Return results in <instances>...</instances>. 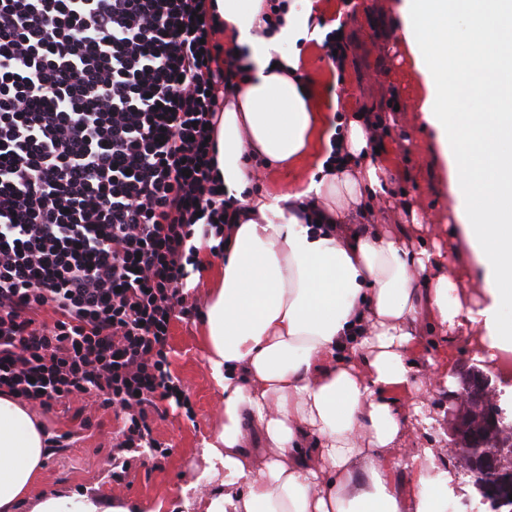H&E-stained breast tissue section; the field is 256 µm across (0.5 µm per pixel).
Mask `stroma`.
<instances>
[{"label": "stroma", "mask_w": 512, "mask_h": 512, "mask_svg": "<svg viewBox=\"0 0 512 512\" xmlns=\"http://www.w3.org/2000/svg\"><path fill=\"white\" fill-rule=\"evenodd\" d=\"M359 7L362 14L358 23L348 25L346 31L349 43L366 60L360 71L348 65L335 67L320 45L313 43L305 50V71L320 95V109L328 111L336 95L352 111L363 110L379 97L398 104L384 138L393 150L385 199L397 210L400 223L418 219V226L411 229L415 238L456 247L460 239L455 233L448 176L435 149L434 132L423 126L420 118L418 75L404 48L391 37L392 15L382 9L380 0H359ZM313 163V158L305 157L277 172L260 171L259 185L270 194L299 189L308 181ZM200 330L196 322L179 321L172 327L171 370L190 407L169 408L165 418L153 424L155 437L172 445L171 455L133 470L130 486L113 483L108 456L119 424L112 411L99 408L94 395L81 394L73 404L84 408L97 427L82 433L65 453L47 458L34 494L95 490L147 508L160 503L163 512H181V488L194 484L199 492H209L210 484L202 480L206 464L201 450L223 414L224 395L210 377L198 342Z\"/></svg>", "instance_id": "obj_1"}]
</instances>
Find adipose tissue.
<instances>
[{
    "label": "adipose tissue",
    "instance_id": "adipose-tissue-1",
    "mask_svg": "<svg viewBox=\"0 0 512 512\" xmlns=\"http://www.w3.org/2000/svg\"><path fill=\"white\" fill-rule=\"evenodd\" d=\"M224 47L243 68L224 96L218 168L242 209L201 314L206 364L224 415L202 455L219 487L184 496L185 512H448L433 449L392 454L421 407L399 395L447 388L455 341L475 330L488 365L512 353V0H398L397 40L419 76L422 120L449 175L463 244L414 245L377 207L390 169L366 113L341 130L313 100L302 63L322 41L317 0H214ZM477 101L479 112L462 111ZM315 160L301 189L254 187L253 164ZM482 269L461 302L449 271ZM443 344L425 357L426 336ZM43 424L0 394V512H144L94 491L30 498L49 453ZM414 492L402 496L399 487Z\"/></svg>",
    "mask_w": 512,
    "mask_h": 512
}]
</instances>
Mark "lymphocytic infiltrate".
I'll return each mask as SVG.
<instances>
[{
    "label": "lymphocytic infiltrate",
    "instance_id": "obj_1",
    "mask_svg": "<svg viewBox=\"0 0 512 512\" xmlns=\"http://www.w3.org/2000/svg\"><path fill=\"white\" fill-rule=\"evenodd\" d=\"M222 34L213 0H0V393L82 431L75 396L118 410L116 483L170 453L171 325L198 316L188 280L237 217Z\"/></svg>",
    "mask_w": 512,
    "mask_h": 512
}]
</instances>
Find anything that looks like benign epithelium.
Wrapping results in <instances>:
<instances>
[{
    "mask_svg": "<svg viewBox=\"0 0 512 512\" xmlns=\"http://www.w3.org/2000/svg\"><path fill=\"white\" fill-rule=\"evenodd\" d=\"M457 390L448 392V405L442 409L448 421V447L455 446V427L459 426L458 408L465 401L491 400L489 420L492 433L465 449L472 461L469 470L455 476L456 490L472 485L480 503L490 512H512V417L499 407L497 394L512 388V377L506 378L483 369V363L468 359L453 373Z\"/></svg>",
    "mask_w": 512,
    "mask_h": 512,
    "instance_id": "7a95c632",
    "label": "benign epithelium"
}]
</instances>
